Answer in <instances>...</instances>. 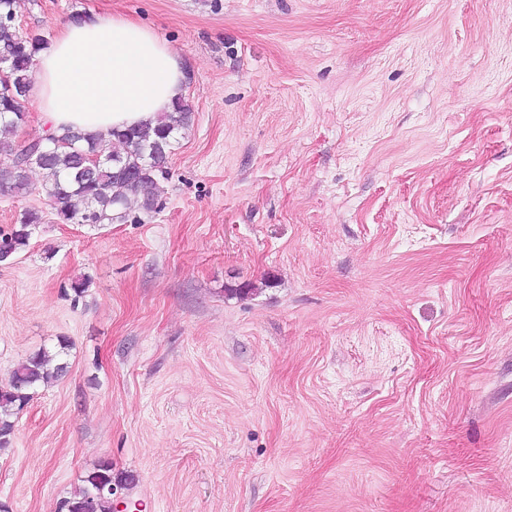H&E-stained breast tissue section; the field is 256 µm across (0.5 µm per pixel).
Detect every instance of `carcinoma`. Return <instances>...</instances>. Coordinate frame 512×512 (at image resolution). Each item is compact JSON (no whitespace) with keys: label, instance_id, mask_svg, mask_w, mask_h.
Masks as SVG:
<instances>
[{"label":"carcinoma","instance_id":"1","mask_svg":"<svg viewBox=\"0 0 512 512\" xmlns=\"http://www.w3.org/2000/svg\"><path fill=\"white\" fill-rule=\"evenodd\" d=\"M15 0H0V64L14 72L17 84H0V153L15 156L14 164L0 168V190L23 194L29 187V172L43 171V191L57 219L63 223L112 224L126 219L131 199L140 197L139 208L156 209L157 196L151 192L158 182L168 178V162L176 135L190 125L193 107L183 98L173 111L155 127L142 126L125 132L111 130L108 135L89 136L68 131L43 138L32 144L35 160L19 166L23 149L15 148L13 136L20 126L23 111L20 99L30 92V71L35 54L47 43V37L28 35L14 22ZM102 152L107 156L96 170L87 168V157ZM42 215L35 209L25 211L19 224L0 234V248L14 253L26 245L31 226ZM67 345L51 353L39 350L19 363L0 387V450L11 444L13 417L23 410L35 391L58 379L67 371L61 355ZM112 462L102 461L83 478L73 494L64 498L58 512H113Z\"/></svg>","mask_w":512,"mask_h":512}]
</instances>
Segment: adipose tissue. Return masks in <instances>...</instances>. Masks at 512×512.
I'll list each match as a JSON object with an SVG mask.
<instances>
[{"label": "adipose tissue", "mask_w": 512, "mask_h": 512, "mask_svg": "<svg viewBox=\"0 0 512 512\" xmlns=\"http://www.w3.org/2000/svg\"><path fill=\"white\" fill-rule=\"evenodd\" d=\"M35 67L37 107L56 136L153 126L185 95L178 51L124 16L63 22Z\"/></svg>", "instance_id": "obj_1"}]
</instances>
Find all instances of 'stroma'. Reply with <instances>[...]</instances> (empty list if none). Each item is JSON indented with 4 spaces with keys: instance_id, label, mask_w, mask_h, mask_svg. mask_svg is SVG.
Instances as JSON below:
<instances>
[{
    "instance_id": "obj_1",
    "label": "stroma",
    "mask_w": 512,
    "mask_h": 512,
    "mask_svg": "<svg viewBox=\"0 0 512 512\" xmlns=\"http://www.w3.org/2000/svg\"><path fill=\"white\" fill-rule=\"evenodd\" d=\"M138 19L194 113L153 212L0 191V384L69 347L0 451L58 512H512V0H19ZM88 279L83 294L72 285ZM136 478L127 486L124 475ZM42 215L38 210H26L11 233L0 234V248L4 247L13 255L21 246H25L31 235V226L41 224ZM112 463L101 461L83 478L82 484L70 497L64 498L58 512H112Z\"/></svg>"
}]
</instances>
